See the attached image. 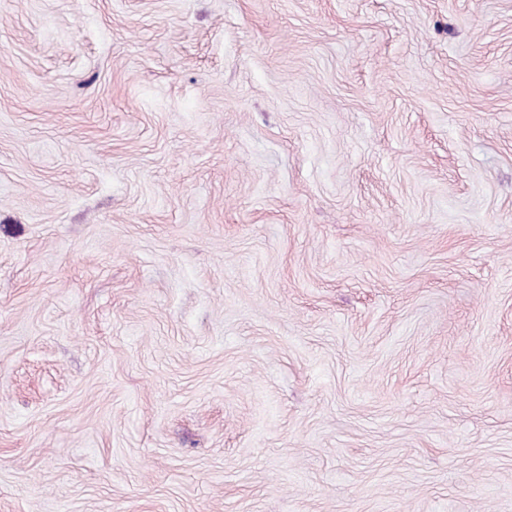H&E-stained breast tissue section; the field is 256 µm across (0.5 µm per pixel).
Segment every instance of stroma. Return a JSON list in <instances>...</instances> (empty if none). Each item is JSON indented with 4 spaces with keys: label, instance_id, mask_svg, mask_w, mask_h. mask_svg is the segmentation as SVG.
Here are the masks:
<instances>
[{
    "label": "stroma",
    "instance_id": "1",
    "mask_svg": "<svg viewBox=\"0 0 512 512\" xmlns=\"http://www.w3.org/2000/svg\"><path fill=\"white\" fill-rule=\"evenodd\" d=\"M0 512H512V0H0Z\"/></svg>",
    "mask_w": 512,
    "mask_h": 512
}]
</instances>
